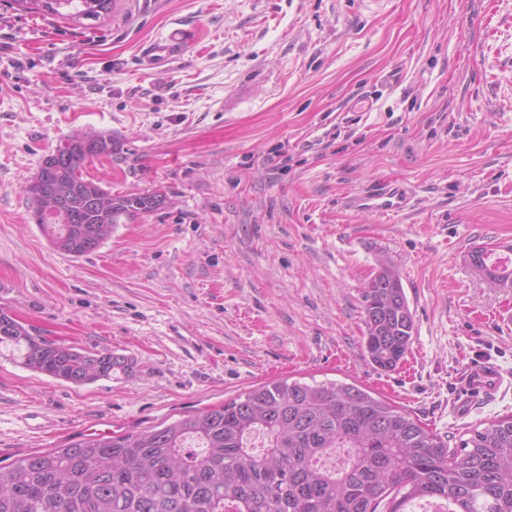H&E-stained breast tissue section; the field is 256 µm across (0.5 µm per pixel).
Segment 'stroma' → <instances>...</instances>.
Listing matches in <instances>:
<instances>
[{"mask_svg": "<svg viewBox=\"0 0 512 512\" xmlns=\"http://www.w3.org/2000/svg\"><path fill=\"white\" fill-rule=\"evenodd\" d=\"M186 29L182 55L142 47ZM118 148L84 174L163 190L95 252H57L25 191L69 135ZM399 184L411 211L354 212ZM512 250V0H120L78 29L0 0V306L128 372L76 386L0 354V462L143 431L277 378L361 385L460 447L512 414V288L472 269ZM399 270L406 362L372 367L366 283ZM505 384L464 418L469 363Z\"/></svg>", "mask_w": 512, "mask_h": 512, "instance_id": "35a3bbf8", "label": "stroma"}]
</instances>
